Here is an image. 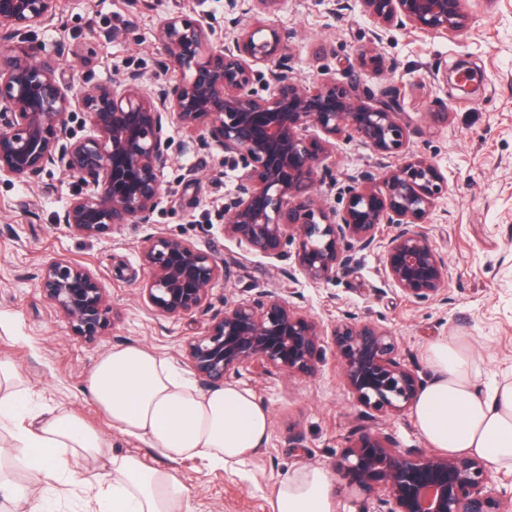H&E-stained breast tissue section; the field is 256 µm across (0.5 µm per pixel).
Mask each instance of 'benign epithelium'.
I'll return each mask as SVG.
<instances>
[{
  "label": "benign epithelium",
  "mask_w": 512,
  "mask_h": 512,
  "mask_svg": "<svg viewBox=\"0 0 512 512\" xmlns=\"http://www.w3.org/2000/svg\"><path fill=\"white\" fill-rule=\"evenodd\" d=\"M285 0H251L255 21H229L224 38L206 21L171 14L157 31L156 66L180 78L148 86L137 70L122 79L73 92L63 43L48 50L28 33L56 26L60 0H0V180L37 182L54 167L80 177V191L56 222L99 238L123 224H147L165 195L161 171L170 148L167 127L203 128L241 164L232 201L224 207V235L248 253L282 256L298 241L288 277L314 284L348 267L354 249L383 243L384 276L417 303L445 299L448 264L419 225L447 187L440 170L410 155L382 177L364 172L343 190L342 209L326 210L314 187L336 138L356 136L378 155L401 153L409 131L400 95L385 91L374 103L352 75H329L315 87L288 76L284 36L269 17ZM379 31L410 25L450 38L469 21L467 0H360ZM364 70L385 62L370 42L359 55ZM263 64L267 73L256 69ZM89 128L76 137L73 114ZM393 233L382 237L383 228ZM150 275L142 294L155 313L185 318L207 304L211 286L228 277L217 258L176 235L141 241ZM38 287L73 335L94 340L111 325L109 294L89 267L65 258L44 267ZM331 338L344 383L366 418L401 414L425 382L400 357L386 328L353 315L326 325L290 300L263 291L252 302H226L185 355L204 387L224 386L243 367L307 376L321 343ZM339 481L377 504L375 512H512V493L497 489L492 465L476 456L402 448L373 425L358 427L332 463Z\"/></svg>",
  "instance_id": "benign-epithelium-1"
}]
</instances>
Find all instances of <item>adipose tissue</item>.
<instances>
[{
	"mask_svg": "<svg viewBox=\"0 0 512 512\" xmlns=\"http://www.w3.org/2000/svg\"><path fill=\"white\" fill-rule=\"evenodd\" d=\"M425 357L434 378L412 407L423 438L431 447L475 455L496 469L512 471V382L477 395L475 356L455 336L430 341ZM17 379L15 365L0 360V429H10L18 461L32 471L73 477L80 456L99 453L102 438L65 412L29 424L33 400ZM88 389L113 427L169 456L234 467L267 439L269 412L250 391L231 383L200 391L164 358L139 345L102 355ZM96 503L97 512H186L187 492L172 473L123 457L113 460L112 479L99 487ZM272 509L335 512L330 475L318 467L288 475Z\"/></svg>",
	"mask_w": 512,
	"mask_h": 512,
	"instance_id": "obj_1",
	"label": "adipose tissue"
}]
</instances>
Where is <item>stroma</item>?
<instances>
[{
  "mask_svg": "<svg viewBox=\"0 0 512 512\" xmlns=\"http://www.w3.org/2000/svg\"><path fill=\"white\" fill-rule=\"evenodd\" d=\"M346 4L334 12L328 0H287L274 16L295 81L310 85L332 72L343 83L357 67L373 24L359 0ZM467 7L468 27L453 39L390 28L377 45L384 70L360 75L374 95L399 90L409 152L427 158L448 183L423 226L448 264L446 300L418 304L405 298L385 281L377 248L354 251L350 268L322 284L288 278L296 242H288L279 259L244 252L225 237L219 218L242 169L203 129L168 126L171 147L161 172L167 193L150 223L126 224L98 239L76 235L55 220L79 191L77 176L51 169L35 184L0 181V359L18 367L21 385L33 396L31 423H39L46 410L70 411L106 442L102 454L81 458L76 480L61 482L16 463L5 433L0 473L37 487L38 505L51 512H91L88 488L110 480L111 458L130 455L145 467L172 471L188 490L190 512H271L275 491L290 471L329 469L364 423L331 342L322 344L317 369L308 377L252 368L231 375V383L250 390L270 416L263 448L233 469L212 467L201 458L173 459L122 434L87 389L96 360L115 347L137 344L181 365L187 339L201 333L225 303L256 298L265 289L291 294L294 303L327 324L350 313L386 327L422 378L434 377L424 355L428 342L456 336L476 349L482 383L512 382V0H469ZM61 9V24L36 31L31 39L80 46L83 60L73 66L79 88L120 79L132 69L154 83L175 81L178 71L156 69L161 21L180 11L210 23L220 36L228 18L226 0H61ZM112 30L120 31L119 39L98 40L99 32ZM462 59L481 87L472 100L460 99L438 78ZM440 111L447 120H433ZM404 160L401 154L382 159L357 138H339L326 161L333 177L318 186V196L326 208L340 207L341 187L364 171L379 172ZM156 232L189 240L230 273L229 280L213 285L206 307L189 317L158 316L140 295L149 275L140 243ZM56 257L88 266L107 289L112 327L100 339L72 335L63 316L41 297L38 276ZM297 433L303 438L298 448L292 444Z\"/></svg>",
  "mask_w": 512,
  "mask_h": 512,
  "instance_id": "35a3bbf8",
  "label": "stroma"
}]
</instances>
